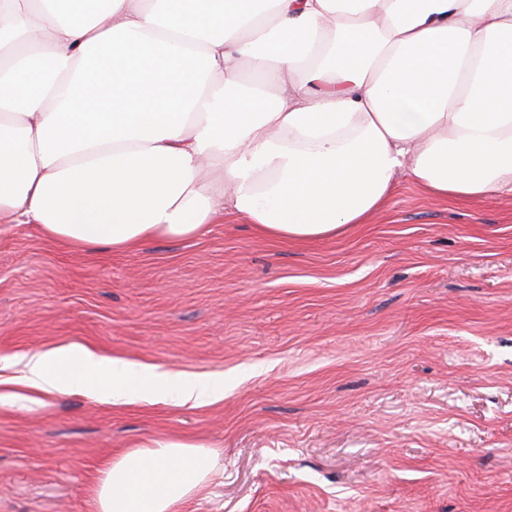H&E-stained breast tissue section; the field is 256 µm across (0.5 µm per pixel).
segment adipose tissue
Here are the masks:
<instances>
[{
  "label": "adipose tissue",
  "mask_w": 512,
  "mask_h": 512,
  "mask_svg": "<svg viewBox=\"0 0 512 512\" xmlns=\"http://www.w3.org/2000/svg\"><path fill=\"white\" fill-rule=\"evenodd\" d=\"M56 2L0 0V221L130 250L227 215L273 240L333 238L403 176L436 200L512 195V0ZM24 368L48 392H194L84 347ZM215 458L128 449L103 463L95 512H180Z\"/></svg>",
  "instance_id": "ef3b65f1"
}]
</instances>
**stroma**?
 Segmentation results:
<instances>
[{"label":"stroma","instance_id":"1","mask_svg":"<svg viewBox=\"0 0 512 512\" xmlns=\"http://www.w3.org/2000/svg\"><path fill=\"white\" fill-rule=\"evenodd\" d=\"M67 344L194 395L28 387L24 358ZM164 441L218 454L183 512H512V196L405 179L296 243L242 217L130 251L0 224V512H93L101 461Z\"/></svg>","mask_w":512,"mask_h":512}]
</instances>
